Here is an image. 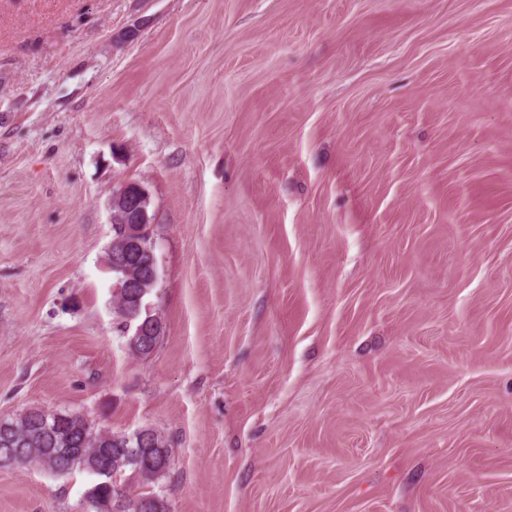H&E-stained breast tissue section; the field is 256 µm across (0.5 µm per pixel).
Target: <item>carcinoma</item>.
Returning <instances> with one entry per match:
<instances>
[{"mask_svg": "<svg viewBox=\"0 0 512 512\" xmlns=\"http://www.w3.org/2000/svg\"><path fill=\"white\" fill-rule=\"evenodd\" d=\"M143 248L136 262L123 271L114 272L117 288L113 311L123 331L128 315L138 312L136 322L147 328L143 336L127 337L129 350L136 356H149L163 333V324L147 312L145 299L155 287L149 268L156 257L152 237L141 236ZM128 237L112 230L107 249V263L124 251ZM144 455L154 459V465L145 466L138 460L139 432L114 433L98 430L81 418L54 423L52 416L42 408H31L16 417L0 418V467H31L51 474L65 475L75 470L96 477L86 498L93 512H169L165 499L157 494L125 497L117 506L116 488L126 489L129 482L143 485L158 483L169 473L164 460L171 458L168 440L157 430L147 428Z\"/></svg>", "mask_w": 512, "mask_h": 512, "instance_id": "obj_1", "label": "carcinoma"}]
</instances>
